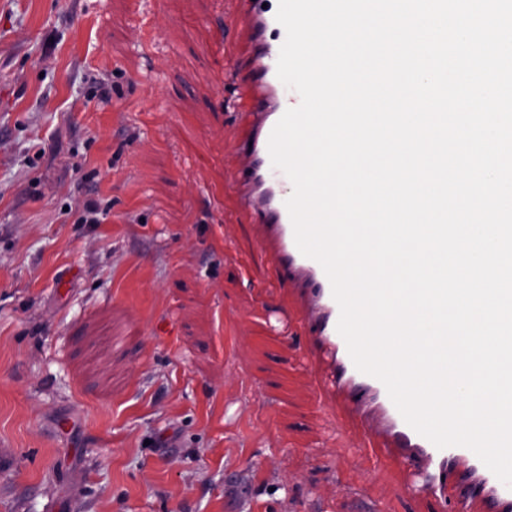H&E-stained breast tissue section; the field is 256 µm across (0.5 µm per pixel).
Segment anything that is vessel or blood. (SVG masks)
<instances>
[{"label":"vessel or blood","instance_id":"b4317fda","mask_svg":"<svg viewBox=\"0 0 512 512\" xmlns=\"http://www.w3.org/2000/svg\"><path fill=\"white\" fill-rule=\"evenodd\" d=\"M243 22L258 55L256 76L244 96L254 110L249 141L237 148L239 164L229 169V185L241 198L245 217L257 226L261 256L271 264L280 287L293 299L292 317L303 336L300 350L315 376L321 400L341 403L363 425L359 451H384L398 458L415 476V492L429 498L435 512H471L474 502L490 512H512V488L463 446L437 448L403 419L384 384L353 364L345 340L337 331L340 308L330 282L315 260L301 254L285 202L293 192L289 178L273 167L270 134L284 114L295 107L278 79L276 64L286 31L264 0H248ZM461 484L457 499L448 487Z\"/></svg>","mask_w":512,"mask_h":512}]
</instances>
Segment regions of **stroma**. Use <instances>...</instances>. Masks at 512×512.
Listing matches in <instances>:
<instances>
[{
    "label": "stroma",
    "mask_w": 512,
    "mask_h": 512,
    "mask_svg": "<svg viewBox=\"0 0 512 512\" xmlns=\"http://www.w3.org/2000/svg\"><path fill=\"white\" fill-rule=\"evenodd\" d=\"M241 9L0 0V512H433L266 318Z\"/></svg>",
    "instance_id": "obj_1"
}]
</instances>
